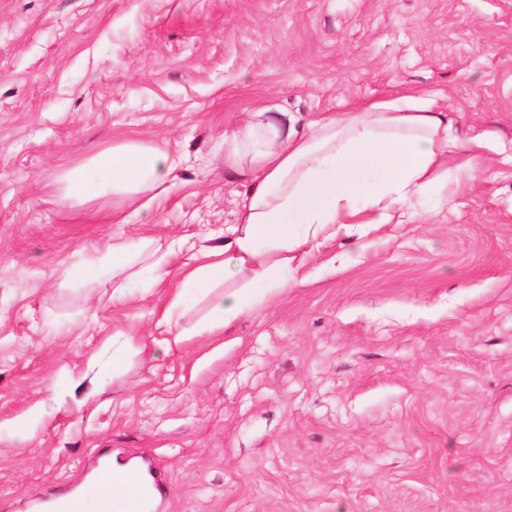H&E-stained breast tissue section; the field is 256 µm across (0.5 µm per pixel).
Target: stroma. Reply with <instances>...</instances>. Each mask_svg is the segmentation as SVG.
I'll return each mask as SVG.
<instances>
[{
  "mask_svg": "<svg viewBox=\"0 0 512 512\" xmlns=\"http://www.w3.org/2000/svg\"><path fill=\"white\" fill-rule=\"evenodd\" d=\"M404 92L484 139L426 223L337 237L155 359L172 282L68 283L114 234L200 248L235 223L224 137L250 113L301 130ZM124 140L180 161L149 210L45 203ZM103 456L166 480L152 512H512V0H0V512Z\"/></svg>",
  "mask_w": 512,
  "mask_h": 512,
  "instance_id": "stroma-1",
  "label": "stroma"
}]
</instances>
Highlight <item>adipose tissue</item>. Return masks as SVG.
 Returning <instances> with one entry per match:
<instances>
[{
  "label": "adipose tissue",
  "instance_id": "1",
  "mask_svg": "<svg viewBox=\"0 0 512 512\" xmlns=\"http://www.w3.org/2000/svg\"><path fill=\"white\" fill-rule=\"evenodd\" d=\"M482 146V139L460 138L447 112L431 100L413 95L327 115L301 131L288 113L259 112L233 134L225 158L252 177L244 204L236 223L225 226L223 243L205 251L201 264L173 267L175 245L116 235L102 253L73 262L70 273L92 278L103 266L124 268L149 254L154 281H178L158 320L167 337L151 351L165 355L185 340L178 314L198 298L211 299L203 331L228 328L294 287L299 268L339 233L415 220V200L447 181L449 153L463 151L473 160ZM88 166L103 174L113 194L133 199L170 182L177 161L155 146L118 143L88 164L65 169L50 184L47 202L68 207L92 195L96 184L84 172ZM219 283L224 290L218 294Z\"/></svg>",
  "mask_w": 512,
  "mask_h": 512
}]
</instances>
